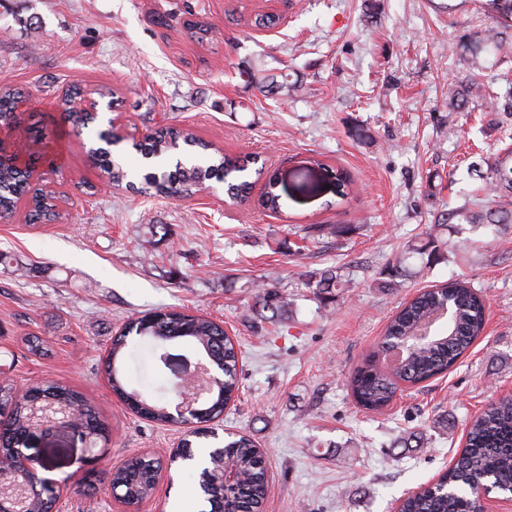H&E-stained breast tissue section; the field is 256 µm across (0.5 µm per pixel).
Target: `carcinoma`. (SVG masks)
Segmentation results:
<instances>
[{
	"label": "carcinoma",
	"instance_id": "cac0c4a2",
	"mask_svg": "<svg viewBox=\"0 0 512 512\" xmlns=\"http://www.w3.org/2000/svg\"><path fill=\"white\" fill-rule=\"evenodd\" d=\"M247 76L265 93L288 87V81L278 82L258 68L248 71ZM481 90L482 86L472 75L452 90L450 102L478 94ZM110 138L109 131H98L88 153L112 182L120 183L127 178V171L119 154L107 146ZM131 148L150 162L175 153L187 157V161L178 160L173 168L160 174L154 171L144 174V183L157 194L169 196L180 192L187 195L201 182L215 179L224 182L227 194L233 199L245 201L250 196L252 182L246 175L250 160L221 156L205 159L200 164L196 158L205 155L209 145L177 128L157 129L147 134L144 140L132 143ZM26 180V173L9 159H0V210H13L19 198L30 192ZM489 185L496 192H512L511 156L497 160L490 171ZM276 188L277 181L269 179L260 199L261 205L272 212L280 208V194ZM452 221L493 227L512 224V201L505 199L498 208L483 210L474 200L470 207L456 208L440 215L427 232V245L412 246L409 253L422 255L429 246V257L438 259L444 243L434 234V228ZM262 302L263 308L274 317L288 308V302L275 291H265ZM446 302L452 307L450 318L435 327L432 335L420 345L387 364L394 343L430 324ZM485 322L483 297L464 281L452 280L420 292L395 313L376 349L354 368L348 386L356 403L368 412H379L393 401L400 385L423 383L452 369L481 335ZM132 334L154 338L176 336L187 340L191 348L223 364L224 382L214 385L208 402L193 417L192 423L196 424L193 433L204 430L208 423L224 413L225 406L238 390V354L235 344L224 337L221 324L198 316L188 317L173 309L163 310L131 319L112 341L105 365L112 389L137 414L165 422L166 405L161 400L147 399L123 385L122 350L126 338ZM41 396L53 398L59 406L78 408L80 423L95 433V438L108 436L105 423L99 419L90 401L70 387L51 381L25 388L0 384V471L14 473L16 481L27 487L26 512H50L59 491L58 487L46 484L38 474L18 468L21 441L31 425L32 403ZM227 465L236 467L242 478L235 489L224 487V467ZM204 469L207 475L198 482L201 512H261L267 487L266 460L250 437L241 435L227 440L223 447L211 450ZM159 473L157 460L131 457L121 467L109 472L110 492L127 504L139 502L152 494ZM441 479L448 482V490L423 484L401 501L399 512H477L480 487L496 492L512 490V398L488 405L471 420L465 447Z\"/></svg>",
	"mask_w": 512,
	"mask_h": 512
}]
</instances>
